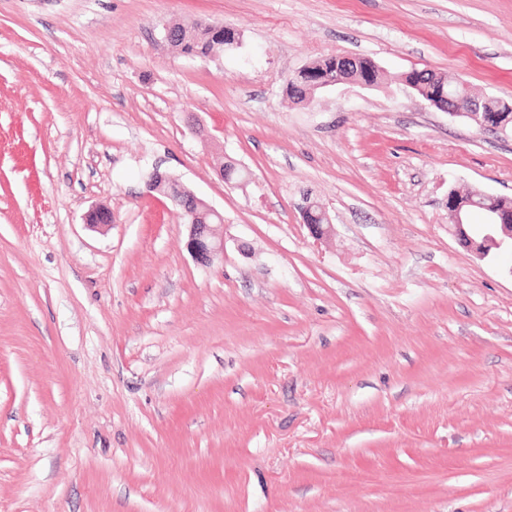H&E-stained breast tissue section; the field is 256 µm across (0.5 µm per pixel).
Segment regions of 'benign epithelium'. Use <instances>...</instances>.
Returning <instances> with one entry per match:
<instances>
[{
  "instance_id": "7a95c632",
  "label": "benign epithelium",
  "mask_w": 512,
  "mask_h": 512,
  "mask_svg": "<svg viewBox=\"0 0 512 512\" xmlns=\"http://www.w3.org/2000/svg\"><path fill=\"white\" fill-rule=\"evenodd\" d=\"M355 69L359 72L358 82L366 87H373V77L380 72V66L372 59L360 61L350 56H333L328 58V65L321 66L320 70H311L307 64L294 73V76H303L307 79L309 88L307 98L311 99L321 92L335 85L342 78V72ZM430 105L448 113L451 116L463 117L482 130L504 131L508 123L512 122V104L501 103V106L489 110L473 99L460 98L449 104L445 100H430ZM149 187L180 206L188 220L189 236L187 248L196 261L210 264L220 255L224 254V238L216 235L214 225L224 223V214L206 204L198 198L187 186L157 171L154 173ZM502 197L489 194L479 188L472 189L469 198L456 195L454 191L448 192V214L455 232L460 241L476 253L487 256L491 250L512 251V206L503 209ZM313 204L303 202L299 210L303 223L308 226L313 237L318 240L330 236L333 224L325 210H320V223L311 219ZM473 207L485 209L491 217L490 222L483 225L481 241L469 233L466 217Z\"/></svg>"
}]
</instances>
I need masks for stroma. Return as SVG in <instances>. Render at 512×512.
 Segmentation results:
<instances>
[{
  "instance_id": "obj_1",
  "label": "stroma",
  "mask_w": 512,
  "mask_h": 512,
  "mask_svg": "<svg viewBox=\"0 0 512 512\" xmlns=\"http://www.w3.org/2000/svg\"><path fill=\"white\" fill-rule=\"evenodd\" d=\"M332 55L384 78L286 95ZM414 69L512 100V0H0V512H512V269L447 205L512 197V131ZM182 33V41L185 43L184 50L189 54L198 56H208L214 44L209 39V27L206 24L193 22L191 24L178 27ZM405 78L406 77L404 76L403 83L407 88L411 89L412 92H415L416 94H422L423 88V94L427 95L429 98H431V96L438 91L435 85L438 82L444 81L445 86L443 91L445 94L453 98H462L453 101V103L450 105L449 97L447 104V99L443 98V95L440 97L436 95L434 96L435 99L430 100V105L438 108L443 112H448V114L451 116L464 117L467 121L474 124L479 129L495 132L505 131L508 123L512 122V115L511 113L509 114V112H512L511 103L501 101V106L498 107L499 98H491L488 100L490 107L498 109L489 110L483 107L478 101H476L478 99L473 100L475 98L472 96L469 89L463 82H456L453 84L448 83V81L445 80L442 76H438L437 74L428 71L421 79L422 83L418 82L416 79L406 80ZM441 97L443 99L442 101L436 100ZM464 97L472 99H466ZM149 187L180 206L188 220L187 248L196 261L210 264L224 255V238L214 225L224 223V215L198 198L187 186L155 171ZM312 207L313 204L308 203L307 201H303V203L299 205V210L302 215L303 222L310 229L312 236L318 240H321L330 236L333 230V224L331 222L330 216L322 207H320V214L318 216L321 222L320 224H315L310 219V216H312Z\"/></svg>"
}]
</instances>
